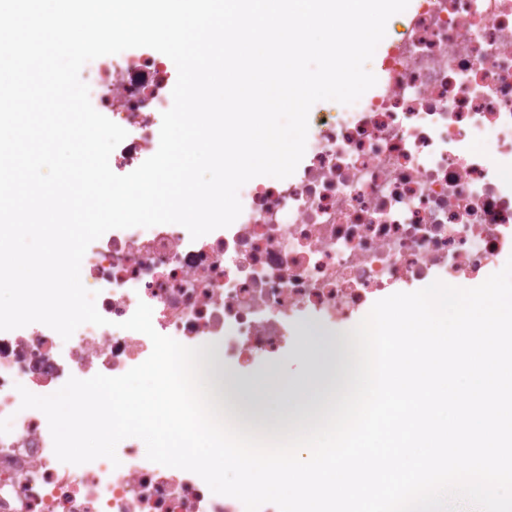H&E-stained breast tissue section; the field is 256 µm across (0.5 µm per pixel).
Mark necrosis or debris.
<instances>
[{
    "instance_id": "4bbe7bcc",
    "label": "necrosis or debris",
    "mask_w": 512,
    "mask_h": 512,
    "mask_svg": "<svg viewBox=\"0 0 512 512\" xmlns=\"http://www.w3.org/2000/svg\"><path fill=\"white\" fill-rule=\"evenodd\" d=\"M340 121L320 120L288 178L255 177L226 228L111 229L81 268L106 325L70 339L32 323L0 331V512H244L195 473L147 459L135 438L60 462L48 420L21 406L69 378L117 377L152 353L122 329L138 303L161 335L218 349L226 371L268 367L312 323L356 326L375 302L435 281L469 288L512 257V0H419ZM95 109L124 128L126 175L155 145L177 75L139 47L88 62Z\"/></svg>"
}]
</instances>
